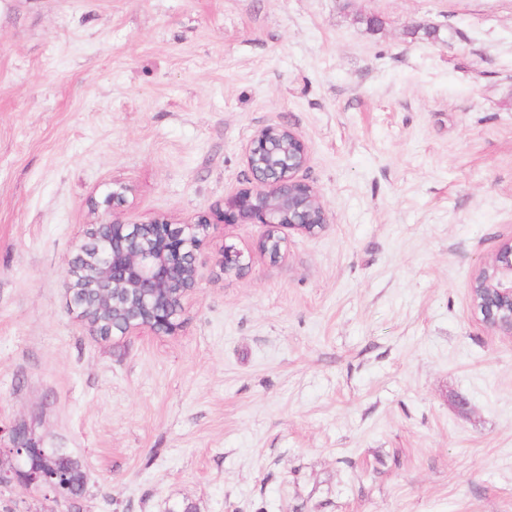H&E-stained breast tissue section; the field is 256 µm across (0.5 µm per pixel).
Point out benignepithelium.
Returning a JSON list of instances; mask_svg holds the SVG:
<instances>
[{
    "mask_svg": "<svg viewBox=\"0 0 512 512\" xmlns=\"http://www.w3.org/2000/svg\"><path fill=\"white\" fill-rule=\"evenodd\" d=\"M308 159L305 142L290 128L257 130L246 152L254 187L225 199L224 208L216 210L220 221L267 226L258 248L272 259L286 246L280 230L313 234L321 229L329 223L328 212L315 188L298 178ZM128 193L125 183L114 180L102 200L91 202L95 219L86 225L79 254L66 271L71 310L104 339L144 327L167 334L180 327L183 300L196 286L198 255L210 226L205 215L186 224L164 216L125 224L115 212L126 204ZM220 266L226 274L240 275L249 261L227 246ZM471 298L486 325L512 336V240L480 269ZM3 434L9 446H0V455L10 456V463L0 464V491L34 489L70 512L78 497L58 492L56 471L47 465L57 450L35 442L21 426L0 428Z\"/></svg>",
    "mask_w": 512,
    "mask_h": 512,
    "instance_id": "7a95c632",
    "label": "benign epithelium"
}]
</instances>
